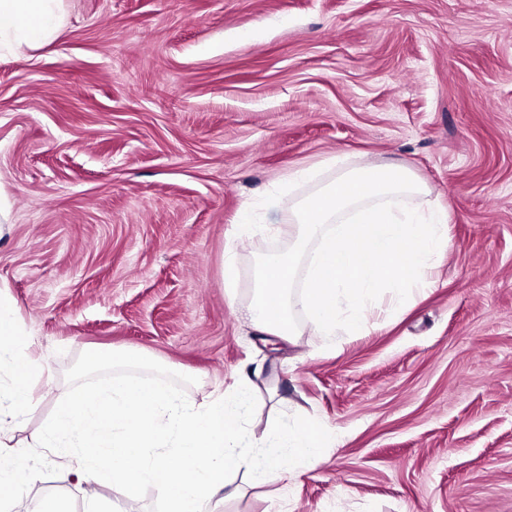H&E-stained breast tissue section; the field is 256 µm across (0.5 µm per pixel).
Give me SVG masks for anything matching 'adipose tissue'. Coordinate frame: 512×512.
I'll return each instance as SVG.
<instances>
[{"label":"adipose tissue","mask_w":512,"mask_h":512,"mask_svg":"<svg viewBox=\"0 0 512 512\" xmlns=\"http://www.w3.org/2000/svg\"><path fill=\"white\" fill-rule=\"evenodd\" d=\"M63 0H0V53L22 55L53 41Z\"/></svg>","instance_id":"obj_1"}]
</instances>
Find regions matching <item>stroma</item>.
<instances>
[{"label":"stroma","instance_id":"obj_1","mask_svg":"<svg viewBox=\"0 0 512 512\" xmlns=\"http://www.w3.org/2000/svg\"><path fill=\"white\" fill-rule=\"evenodd\" d=\"M58 36L0 55V286L42 376L14 421L35 446L67 369L99 348L196 377L203 404L252 373L278 414L341 432L286 483L247 469L223 512H512V0H64ZM448 214L427 291L366 331L254 329L256 258L292 244L290 200L358 159ZM300 169L313 177L293 180ZM256 230L236 249L243 209ZM235 249L234 300L223 256ZM66 512L119 493L41 478Z\"/></svg>","mask_w":512,"mask_h":512}]
</instances>
